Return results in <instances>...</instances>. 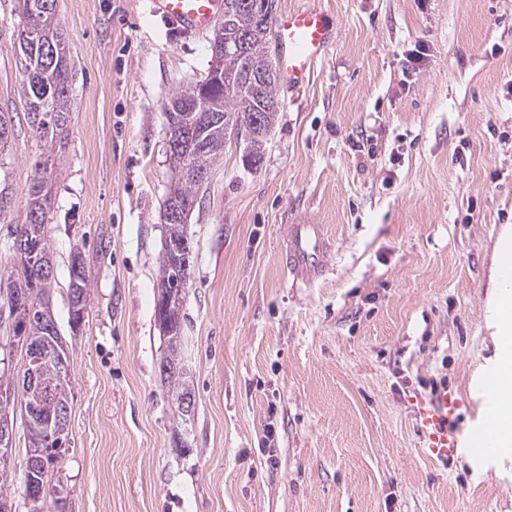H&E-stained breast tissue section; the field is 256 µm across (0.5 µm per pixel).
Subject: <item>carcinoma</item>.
I'll return each mask as SVG.
<instances>
[{"mask_svg":"<svg viewBox=\"0 0 512 512\" xmlns=\"http://www.w3.org/2000/svg\"><path fill=\"white\" fill-rule=\"evenodd\" d=\"M16 10L22 19V27L14 42V53L20 64L22 82L19 95L23 101L24 119L36 137L44 142L45 152L34 162V174L29 182L26 199V219L14 225L10 266L7 268L8 287L29 301L37 312L27 311L13 321L14 335L24 334L37 340H47L59 349L64 344L59 331L49 332L52 318H43L39 312L50 309L49 294L54 278L52 251L46 234L51 209V183L56 172L57 157L65 149L69 136L68 122L71 106V56L63 30L56 20L58 0H16ZM275 0H250L244 5L240 0H224L230 8L229 27L220 39L249 37L251 52L247 59L230 53L221 61L222 69L231 79L224 85L210 84L206 96L210 101V112H277L280 109L277 97L279 75H271L260 86L252 88L236 79L248 66L253 70H267L270 62L273 5ZM201 90L187 88L179 91L166 107L168 128L176 140L189 133L185 124L186 115L196 111V98ZM13 135V117L0 113V218L12 207L13 194L8 182L9 173L2 163L5 151ZM231 132L224 131V123L212 121L203 129L200 148L205 150L203 162L214 167L224 153V144ZM185 151L169 154L175 173L174 190L168 193L163 204L162 219L167 224V235L161 255L159 284L179 288L190 281L191 266L177 263L170 248V240L187 231V225L173 217L170 202L178 201L188 206L198 198L203 181L184 171ZM89 271L79 250H74L69 270L70 302L73 305L86 303ZM171 334L167 336V354L160 364V374L171 387V404L174 413L181 419V397L192 391L189 376L182 371L181 356L182 320L170 319ZM47 397L57 404L70 406V381L63 383L48 375ZM21 407L25 423L33 420L32 410L37 403L23 398L20 404H0V416L6 414L14 419L16 407ZM65 451L55 450L47 454L45 461L32 470L22 469L20 481L29 480L42 498H52L57 512H65L66 500L56 495L58 485L52 483L53 473L61 468Z\"/></svg>","mask_w":512,"mask_h":512,"instance_id":"cac0c4a2","label":"carcinoma"}]
</instances>
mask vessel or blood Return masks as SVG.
Returning a JSON list of instances; mask_svg holds the SVG:
<instances>
[{"label":"vessel or blood","instance_id":"1","mask_svg":"<svg viewBox=\"0 0 512 512\" xmlns=\"http://www.w3.org/2000/svg\"><path fill=\"white\" fill-rule=\"evenodd\" d=\"M148 8L150 14L171 19L185 30L201 32L223 13L224 0H148ZM276 33L283 84L289 89L304 84L315 61L333 48L337 36L325 13L310 6L281 15ZM285 240L284 262L294 283H309L327 269L331 245L323 225L310 221L288 225ZM481 401L480 421L461 435L455 429L460 401L454 393L441 388L415 400L413 417L430 460L443 463L464 454L478 462L489 460L494 453L489 440L501 428L494 413L498 397L493 378H485Z\"/></svg>","mask_w":512,"mask_h":512}]
</instances>
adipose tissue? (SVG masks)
Segmentation results:
<instances>
[{"instance_id": "obj_1", "label": "adipose tissue", "mask_w": 512, "mask_h": 512, "mask_svg": "<svg viewBox=\"0 0 512 512\" xmlns=\"http://www.w3.org/2000/svg\"><path fill=\"white\" fill-rule=\"evenodd\" d=\"M512 262V224H504L493 248V261L488 278L491 315L488 326L494 335L512 336V313H507V305H512V273L507 272V263ZM496 392L499 419L505 423V430L496 433L491 439L495 448L512 447V351L503 350L498 365Z\"/></svg>"}]
</instances>
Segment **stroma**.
Here are the masks:
<instances>
[{"label":"stroma","instance_id":"obj_1","mask_svg":"<svg viewBox=\"0 0 512 512\" xmlns=\"http://www.w3.org/2000/svg\"><path fill=\"white\" fill-rule=\"evenodd\" d=\"M145 0H58L73 100L47 237L51 311L70 361L67 512H512V455L478 473L421 450L412 404L440 386L481 414L475 372L493 245L512 220V0H276L322 10L336 44L281 108L261 163L228 139L188 219L182 351L196 400L185 450L155 320L172 172L165 106L204 79L212 31ZM15 0H0V111L18 112ZM423 49L419 63L410 55ZM43 145L15 124L26 217ZM331 239L312 285L283 268L285 225ZM87 310L68 323L74 251Z\"/></svg>","mask_w":512,"mask_h":512}]
</instances>
